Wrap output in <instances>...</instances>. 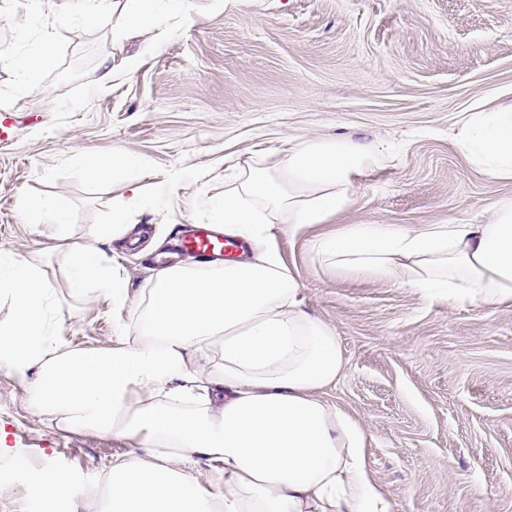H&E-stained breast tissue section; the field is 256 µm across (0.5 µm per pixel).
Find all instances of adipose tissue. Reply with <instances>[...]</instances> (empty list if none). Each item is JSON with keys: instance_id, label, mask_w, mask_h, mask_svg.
<instances>
[{"instance_id": "obj_1", "label": "adipose tissue", "mask_w": 512, "mask_h": 512, "mask_svg": "<svg viewBox=\"0 0 512 512\" xmlns=\"http://www.w3.org/2000/svg\"><path fill=\"white\" fill-rule=\"evenodd\" d=\"M183 13L184 0H62L83 24L113 34L149 24L160 5ZM53 33L9 65L19 88L34 89L55 58ZM484 175L512 181V102L467 113L455 139ZM386 160L383 151L344 138L288 139L282 158L240 167L221 199L201 209L204 224L241 238V260L198 261L156 270L129 323L109 350L66 348L53 323L56 303L41 254L0 251V367L27 385L28 400L57 428L112 433L152 449L154 464L132 455L113 462L100 512H390L369 476L359 426L322 392L345 361L335 330L313 316L273 228L324 224L352 204L356 178ZM123 152L81 153L77 172L126 191L117 215L153 211L169 194H145ZM23 213L62 247L73 291L126 303L125 283L98 247L125 238L129 225L94 224L70 239L71 204L29 196ZM327 271L396 278L449 304L512 303V198L484 224H352L311 243ZM213 464L219 495L196 489L187 471Z\"/></svg>"}]
</instances>
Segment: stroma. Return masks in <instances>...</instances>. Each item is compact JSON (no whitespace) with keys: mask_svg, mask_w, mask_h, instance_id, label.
<instances>
[{"mask_svg":"<svg viewBox=\"0 0 512 512\" xmlns=\"http://www.w3.org/2000/svg\"><path fill=\"white\" fill-rule=\"evenodd\" d=\"M121 36L24 0H0V52L57 54L32 91L0 62V250L43 251L68 347L105 350L200 206L224 195L239 163L276 160L291 136L347 137L390 150L356 181L350 208L299 232L275 225L307 309L336 331L344 371L326 397L364 433L368 471L392 512H512V305L449 306L397 280L322 270L313 239L349 224H483L512 181L480 173L455 146L461 115L512 101V0H185ZM157 44L147 54L146 44ZM137 60L135 71L127 63ZM112 79L101 84L103 66ZM83 149L142 159L146 191L180 175L176 195L127 216L129 238L103 244L127 306L77 297L54 241L29 224L24 197L72 204L75 233L112 224L119 186L78 177ZM0 512H31L47 464L71 472L66 512H95L114 459L149 449L47 423L0 369Z\"/></svg>","mask_w":512,"mask_h":512,"instance_id":"35a3bbf8","label":"stroma"}]
</instances>
